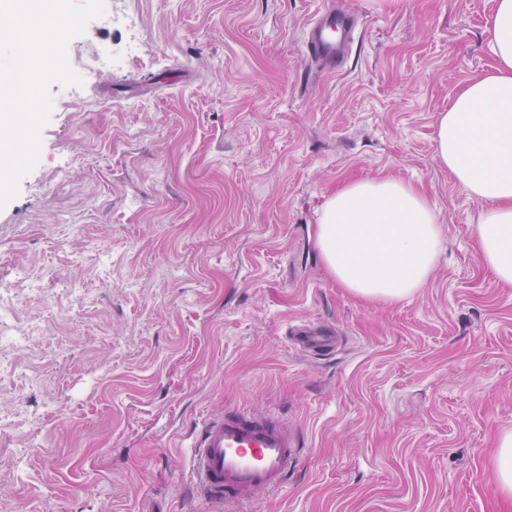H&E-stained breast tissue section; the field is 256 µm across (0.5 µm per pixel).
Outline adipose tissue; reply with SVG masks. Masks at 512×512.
Returning <instances> with one entry per match:
<instances>
[{
    "mask_svg": "<svg viewBox=\"0 0 512 512\" xmlns=\"http://www.w3.org/2000/svg\"><path fill=\"white\" fill-rule=\"evenodd\" d=\"M487 32L493 68L439 114L435 158L484 201L474 226L478 258L497 285L512 287V0H495ZM442 240L436 207L412 184L388 177L349 182L330 194L314 245L339 287L392 303L427 284Z\"/></svg>",
    "mask_w": 512,
    "mask_h": 512,
    "instance_id": "1",
    "label": "adipose tissue"
}]
</instances>
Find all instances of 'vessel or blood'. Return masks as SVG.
Wrapping results in <instances>:
<instances>
[{"label": "vessel or blood", "instance_id": "b4317fda", "mask_svg": "<svg viewBox=\"0 0 512 512\" xmlns=\"http://www.w3.org/2000/svg\"><path fill=\"white\" fill-rule=\"evenodd\" d=\"M356 31L357 23L349 13L325 7L306 30L303 52L308 59L338 64ZM290 334L309 352L336 347V332L325 325L298 323ZM302 454L301 437L283 415L229 407L205 419L195 433L190 466L193 490L224 512H245L260 495L287 487Z\"/></svg>", "mask_w": 512, "mask_h": 512}]
</instances>
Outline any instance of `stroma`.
Instances as JSON below:
<instances>
[{
  "label": "stroma",
  "instance_id": "35a3bbf8",
  "mask_svg": "<svg viewBox=\"0 0 512 512\" xmlns=\"http://www.w3.org/2000/svg\"><path fill=\"white\" fill-rule=\"evenodd\" d=\"M339 2L360 27L329 73L301 51L323 0H128L137 32L98 18L70 41L73 69L101 49L114 65L51 85L39 161L0 210V295L26 296V267L60 308L18 313L46 326L13 356L42 381L0 387V410L32 416L0 431V512H216L189 452L229 406L277 410L305 443L248 512H512L492 468L512 431V288L479 262L484 203L434 141L494 64V0ZM382 176L421 187L444 245L414 297L369 304L313 234L329 193ZM66 280L88 291L80 313ZM298 320L338 326L334 354L292 346ZM27 433L42 448L18 475Z\"/></svg>",
  "mask_w": 512,
  "mask_h": 512
}]
</instances>
